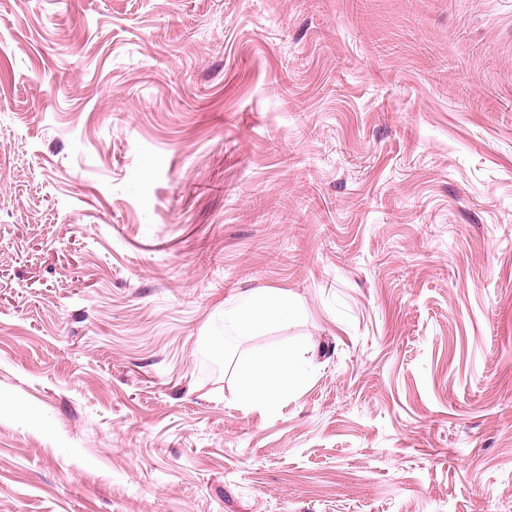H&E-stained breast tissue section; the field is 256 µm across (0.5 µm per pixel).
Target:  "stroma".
<instances>
[{
	"label": "stroma",
	"mask_w": 512,
	"mask_h": 512,
	"mask_svg": "<svg viewBox=\"0 0 512 512\" xmlns=\"http://www.w3.org/2000/svg\"><path fill=\"white\" fill-rule=\"evenodd\" d=\"M0 512H512V0H0ZM300 313V307L277 289H262L248 294L232 309L233 321L241 336H260ZM303 347L258 351L236 367L240 406L271 410L301 383Z\"/></svg>",
	"instance_id": "1"
}]
</instances>
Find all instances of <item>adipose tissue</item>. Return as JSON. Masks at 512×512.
<instances>
[{"label":"adipose tissue","mask_w":512,"mask_h":512,"mask_svg":"<svg viewBox=\"0 0 512 512\" xmlns=\"http://www.w3.org/2000/svg\"><path fill=\"white\" fill-rule=\"evenodd\" d=\"M299 306L287 292L262 289L248 294L232 309L237 332L245 337L260 336L278 324L295 318ZM302 348L258 351L237 366V401L240 406L271 410L301 383Z\"/></svg>","instance_id":"1"}]
</instances>
